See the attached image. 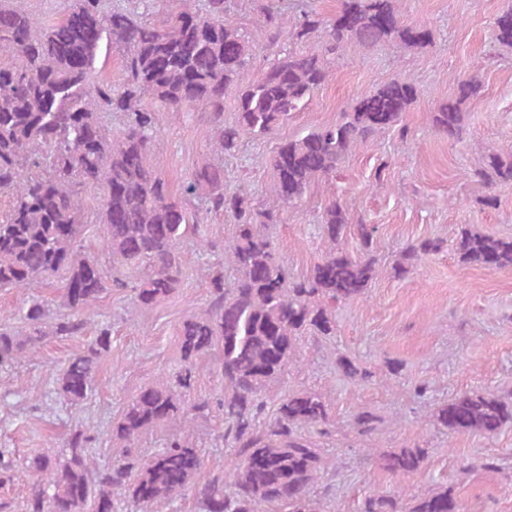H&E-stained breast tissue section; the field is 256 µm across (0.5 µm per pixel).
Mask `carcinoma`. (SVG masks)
<instances>
[{"label":"carcinoma","instance_id":"cac0c4a2","mask_svg":"<svg viewBox=\"0 0 512 512\" xmlns=\"http://www.w3.org/2000/svg\"><path fill=\"white\" fill-rule=\"evenodd\" d=\"M57 2L59 18L43 21L21 0H0V193L9 198L0 217V289L30 292L20 325L0 324V367L33 356L47 336L90 335L85 350L59 371L55 388L67 405L84 404L112 350V328L92 317L109 288L122 285L112 271H139L132 305L151 310L180 286L181 244L194 237L213 248L190 198L202 199L209 213L233 219L224 255L237 276L227 284L224 268L211 270L206 309L180 327L182 370L140 390L112 424V438L125 448L164 423H179L181 432L145 458L125 456L101 467L94 460L93 429L75 427L64 458L29 460L33 482L24 512H149L188 490L202 512H327L331 484L325 477L336 471L306 436V429L326 423L325 403L316 393L292 392L265 418L262 394L281 382L304 338L318 343L335 335L336 306L363 296L377 278L371 258L343 247L351 235L369 248L376 227L351 223L343 204L329 202L319 227L329 250L302 278L288 275L261 227L279 223L282 209L300 203L353 149L400 125L418 90L393 78L360 98L338 123L280 142L266 158L274 185L265 205L242 189L224 191V167L206 162L190 175L185 197L175 198L157 172V113L198 114L213 132L210 151L232 155L242 135L270 133L311 99L331 76L329 57L351 44L421 50L431 44V31L403 23L396 0H342L329 18L304 9L293 21V37L319 42L321 52H277L252 78L255 46L227 18L232 0L194 6L184 0L180 8L161 12L155 0H134L131 8L112 0ZM260 12L273 49L288 16L275 0H265ZM495 34L498 44L512 48V9L496 18ZM105 38L122 52L124 78L117 85L91 81ZM454 81L456 95L432 112V125L458 141L465 129L463 105L480 84L464 73ZM232 90L237 117L226 125L224 97ZM114 112L125 117L116 132L106 122ZM474 176L488 187L512 181V154L487 151ZM90 201L97 204L93 214L103 227L106 261L82 244ZM440 249L434 239L408 245L395 275ZM456 252L464 264L512 268V237L464 230ZM50 280L61 284L58 300L32 293ZM213 350L220 352L224 382V398L217 400L224 414L220 437L234 458L225 470L198 481L203 459L191 436L212 408L207 399L190 403L185 397L195 361ZM336 366L349 380L369 378L346 356L337 357ZM429 422L454 434L491 436L512 424V404L491 391L464 392L434 405ZM380 424L372 411L353 415L360 435ZM425 458L424 449L406 446L385 457L384 469L410 475ZM359 512H462V505L453 488L439 486L408 497L369 494Z\"/></svg>","mask_w":512,"mask_h":512}]
</instances>
